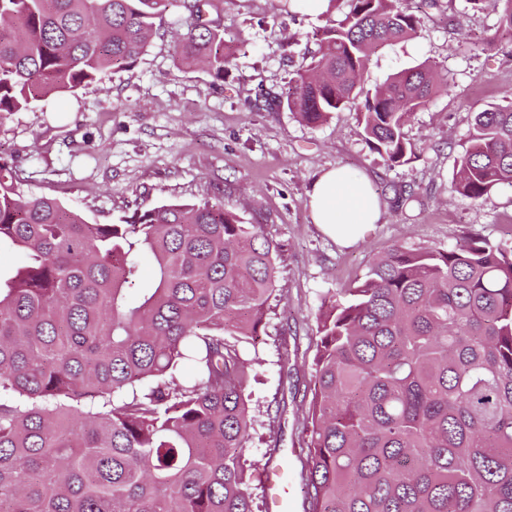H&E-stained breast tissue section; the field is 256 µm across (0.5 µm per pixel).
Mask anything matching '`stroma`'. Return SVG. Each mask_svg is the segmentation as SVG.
I'll list each match as a JSON object with an SVG mask.
<instances>
[{
	"label": "stroma",
	"instance_id": "stroma-1",
	"mask_svg": "<svg viewBox=\"0 0 512 512\" xmlns=\"http://www.w3.org/2000/svg\"><path fill=\"white\" fill-rule=\"evenodd\" d=\"M423 19L418 34L380 48L364 91L427 62L447 80L404 129L409 164L390 167L365 141L356 110L310 126L286 107H271L318 49L330 14L308 15L288 0H220L224 39L234 60L216 79L177 61L171 6L159 36L134 65L109 70L75 93L52 95L19 112L0 113V159L26 187L78 209L89 221L117 223L135 209L169 202L223 204L261 222L278 245L277 290L258 339L243 347L257 359L248 387L255 434L251 462H279L292 449V472L306 452L307 399L313 387L318 319L328 300L352 287L393 245L448 249L482 236L512 250V184L475 201L456 192V160L472 119L512 94V36L499 27L500 4L471 10L465 0H405ZM366 175L382 209L355 245L344 247L313 224L309 190L323 170ZM414 192L416 203L399 196Z\"/></svg>",
	"mask_w": 512,
	"mask_h": 512
}]
</instances>
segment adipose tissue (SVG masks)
Returning a JSON list of instances; mask_svg holds the SVG:
<instances>
[{"label":"adipose tissue","mask_w":512,"mask_h":512,"mask_svg":"<svg viewBox=\"0 0 512 512\" xmlns=\"http://www.w3.org/2000/svg\"><path fill=\"white\" fill-rule=\"evenodd\" d=\"M313 223L337 243L357 242L381 218V205L370 190L367 178L336 167L319 174L309 192Z\"/></svg>","instance_id":"adipose-tissue-1"}]
</instances>
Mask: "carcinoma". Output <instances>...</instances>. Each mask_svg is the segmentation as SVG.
I'll return each mask as SVG.
<instances>
[{"label": "carcinoma", "instance_id": "cac0c4a2", "mask_svg": "<svg viewBox=\"0 0 512 512\" xmlns=\"http://www.w3.org/2000/svg\"><path fill=\"white\" fill-rule=\"evenodd\" d=\"M284 104L355 105L372 54L414 37L402 0H346ZM173 0H0V112L125 69ZM212 0H182V65L231 63ZM440 91L421 64L365 96V140L410 163L406 121ZM512 184V101L474 115L456 191ZM0 512H253L246 388L275 291L262 225L210 201L93 223L0 163ZM153 277L140 284L144 258ZM301 478L309 512H512V253L484 238L394 245L319 324ZM191 360L195 379L179 381Z\"/></svg>", "mask_w": 512, "mask_h": 512}]
</instances>
